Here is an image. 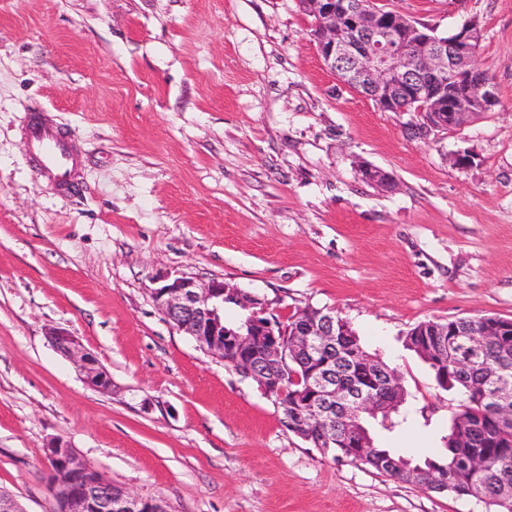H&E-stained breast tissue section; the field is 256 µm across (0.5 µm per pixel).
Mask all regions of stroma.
Listing matches in <instances>:
<instances>
[{
  "label": "stroma",
  "instance_id": "1",
  "mask_svg": "<svg viewBox=\"0 0 512 512\" xmlns=\"http://www.w3.org/2000/svg\"><path fill=\"white\" fill-rule=\"evenodd\" d=\"M374 2L441 32L477 20L495 110L414 138L415 113L338 82L298 0H0V489L26 512L57 510L56 437L167 512H492L314 448L152 298L153 278L183 273L283 316L336 310L403 378L399 413L368 422L376 444L441 448L461 396L403 340L422 321L512 318V0ZM36 121L68 137V195L33 172ZM52 347L76 364L84 383L102 393L112 392V376L96 357L82 347L74 336L63 330H54L49 336Z\"/></svg>",
  "mask_w": 512,
  "mask_h": 512
}]
</instances>
